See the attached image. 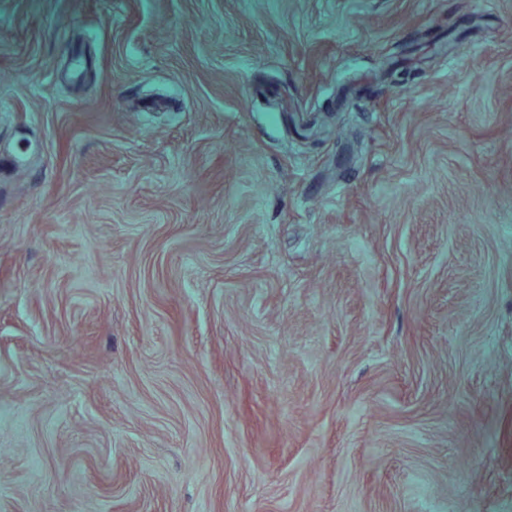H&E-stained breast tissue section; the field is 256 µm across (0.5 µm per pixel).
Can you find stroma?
<instances>
[{"label":"stroma","instance_id":"35a3bbf8","mask_svg":"<svg viewBox=\"0 0 512 512\" xmlns=\"http://www.w3.org/2000/svg\"><path fill=\"white\" fill-rule=\"evenodd\" d=\"M512 0H0V512H512Z\"/></svg>","mask_w":512,"mask_h":512}]
</instances>
